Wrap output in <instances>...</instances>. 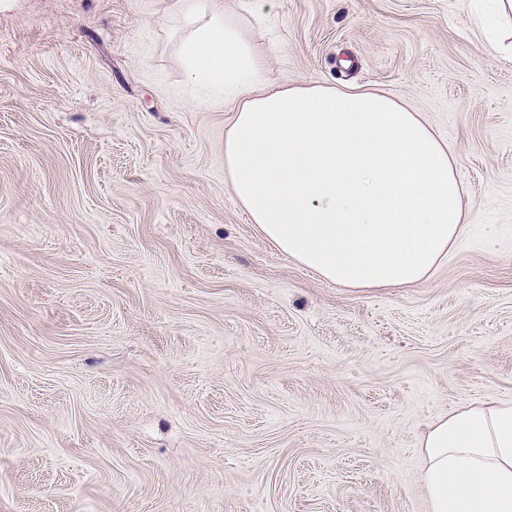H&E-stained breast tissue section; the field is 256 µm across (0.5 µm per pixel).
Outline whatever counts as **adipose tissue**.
<instances>
[{
    "label": "adipose tissue",
    "mask_w": 512,
    "mask_h": 512,
    "mask_svg": "<svg viewBox=\"0 0 512 512\" xmlns=\"http://www.w3.org/2000/svg\"><path fill=\"white\" fill-rule=\"evenodd\" d=\"M194 104L233 112L224 175L258 231L347 288L428 279L464 233L448 147L420 113L380 91L267 83V61L224 0H169ZM430 512H512V403L468 404L428 425Z\"/></svg>",
    "instance_id": "obj_1"
}]
</instances>
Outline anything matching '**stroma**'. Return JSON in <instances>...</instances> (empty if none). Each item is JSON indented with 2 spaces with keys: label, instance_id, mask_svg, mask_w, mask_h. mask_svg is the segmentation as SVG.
I'll return each mask as SVG.
<instances>
[{
  "label": "stroma",
  "instance_id": "stroma-1",
  "mask_svg": "<svg viewBox=\"0 0 512 512\" xmlns=\"http://www.w3.org/2000/svg\"><path fill=\"white\" fill-rule=\"evenodd\" d=\"M272 83L378 89L448 146L425 281L281 253L190 105L169 0L0 11V512H428L421 435L512 400V61L474 0H225Z\"/></svg>",
  "mask_w": 512,
  "mask_h": 512
}]
</instances>
